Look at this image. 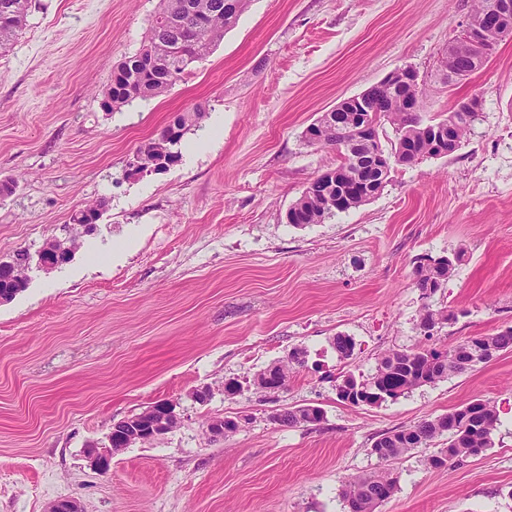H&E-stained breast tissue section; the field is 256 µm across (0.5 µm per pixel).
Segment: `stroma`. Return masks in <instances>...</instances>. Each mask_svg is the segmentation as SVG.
<instances>
[{
  "label": "stroma",
  "mask_w": 512,
  "mask_h": 512,
  "mask_svg": "<svg viewBox=\"0 0 512 512\" xmlns=\"http://www.w3.org/2000/svg\"><path fill=\"white\" fill-rule=\"evenodd\" d=\"M474 0H251L202 64L162 97L106 112L112 68L141 46L159 0H35L0 55V257L74 242L71 261L28 272L0 303V512H344V482L384 469L382 433L494 403L493 445L430 469L427 449L393 462L398 489L376 512H512V353L397 400L354 407L336 379L369 375L389 349L424 343L418 257L465 260L434 301L459 311L437 345L512 327V40L447 86L441 59ZM425 80L431 119L471 96L478 121L446 157L394 166L381 194L321 224L285 220L334 149L304 129L398 67ZM207 115L167 173H126L174 113ZM109 204L94 232L71 214ZM134 237L111 258L106 246ZM351 336V359L332 339ZM305 351L286 390L256 374ZM240 391L228 395L225 383ZM210 392L206 402L193 389ZM159 401L178 426L116 454L102 475L84 448ZM321 407L317 426L272 410ZM214 417L244 420L213 440Z\"/></svg>",
  "instance_id": "obj_1"
}]
</instances>
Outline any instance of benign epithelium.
Returning <instances> with one entry per match:
<instances>
[{"label": "benign epithelium", "instance_id": "1", "mask_svg": "<svg viewBox=\"0 0 512 512\" xmlns=\"http://www.w3.org/2000/svg\"><path fill=\"white\" fill-rule=\"evenodd\" d=\"M498 34L500 40L512 39V27L502 24L500 18L494 15H486L481 21L475 22L467 18L460 30L448 40V56L443 60L444 68L452 77V83H460L467 80L485 62L483 53V37L488 32ZM382 82L393 86L409 85L418 89L424 85L419 72L409 66L399 67L386 75ZM372 99L368 91H363L340 101L336 109L361 114L357 124L346 127L343 135L346 139L357 142L365 148V154L361 159V172L359 178L352 182L343 179L340 172L333 168L328 169L312 178L304 187L309 194L321 196L327 205L333 209L344 208L352 204V200L365 201L373 199L380 194L388 182L393 163L388 150L382 143L378 118L366 114L367 103ZM480 111V99L472 97L460 104L456 111L448 113V120H443L436 125L424 127L432 146L439 155H447L455 149V140L448 137V130L459 125L456 113ZM49 246L38 250L35 254L28 255L26 266L16 269L17 273L26 274L30 266L35 265L45 271L55 269V264L46 259L45 250ZM472 354L466 360L471 364L475 361L486 360L494 354V349L483 344V337L476 336L470 342ZM151 421L139 418V414H133L113 426L107 435V443L101 445L91 442L86 445L85 459L91 469L102 474H107L112 469V458L124 450L125 447L148 439L153 442L161 439L170 432L172 424L177 421L175 406L169 402H159L148 410Z\"/></svg>", "mask_w": 512, "mask_h": 512}]
</instances>
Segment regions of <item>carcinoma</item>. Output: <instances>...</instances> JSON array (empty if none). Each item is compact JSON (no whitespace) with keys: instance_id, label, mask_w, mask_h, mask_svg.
Here are the masks:
<instances>
[{"instance_id":"obj_1","label":"carcinoma","mask_w":512,"mask_h":512,"mask_svg":"<svg viewBox=\"0 0 512 512\" xmlns=\"http://www.w3.org/2000/svg\"><path fill=\"white\" fill-rule=\"evenodd\" d=\"M250 0H238L239 8L230 12L231 0H160L159 9L149 22L145 40L136 53L123 58L112 68V79L102 93L101 107L111 112L135 101H146L169 92L180 80L189 66L196 61L206 60L214 48L224 39V32L234 27ZM32 7V0H0V16L8 15V21L0 24V52L7 49L17 32L23 28ZM375 97L386 102L388 112L381 121V134L387 135L392 129L390 153L408 161L404 147L407 133H416L424 121L409 111L407 97L422 107L426 87L406 93L396 87L380 85L373 88ZM205 118V110L195 106L172 116L175 122L176 139L183 141L193 126ZM300 219L306 224H322L336 215L324 202L302 195L297 198ZM461 250L446 256L424 255L417 260L413 271V283L419 290L423 303L419 310V327L438 321L451 324L457 321V314L448 307H437L432 298L444 288L456 268L464 261ZM26 285L12 275V268L0 266V300L10 301L24 291ZM487 344L499 354L512 352V327L485 336ZM465 341L452 347L418 346L410 351L391 349L378 361L373 373L366 377L348 374L342 383L361 387L359 395L366 398L365 390L381 385L388 392L389 399L400 396L419 387L434 385L448 378V366L440 360L456 349H464ZM333 348L339 358L352 357L355 342L352 337L338 334L333 337ZM304 351L293 349L288 355V365L282 375L283 387H288L291 375L304 366ZM325 420L321 407L305 405L282 411L280 423L297 427L317 425ZM498 424V415L490 401L476 399L464 407L454 409L430 419L398 427L376 439L371 453L383 462H393L417 448H430L440 444L448 436L446 447L439 448L426 459L425 463L434 469L450 464H461L470 458H478L492 447V435ZM399 475L392 469L348 481L342 488L343 502L356 500L355 512H376L380 502L394 495Z\"/></svg>"}]
</instances>
